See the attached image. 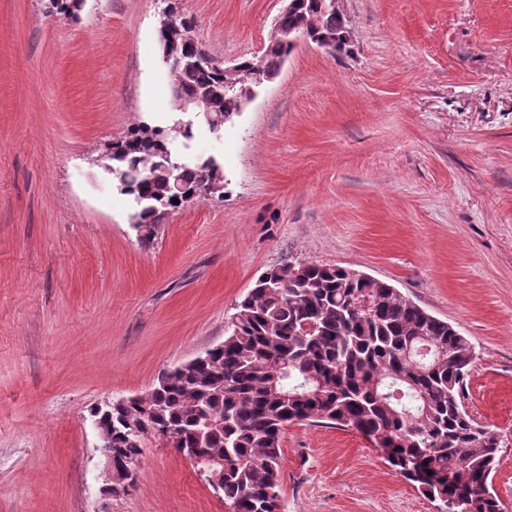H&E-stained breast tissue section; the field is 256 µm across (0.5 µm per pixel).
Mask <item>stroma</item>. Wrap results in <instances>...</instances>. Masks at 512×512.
Returning <instances> with one entry per match:
<instances>
[{"instance_id":"stroma-1","label":"stroma","mask_w":512,"mask_h":512,"mask_svg":"<svg viewBox=\"0 0 512 512\" xmlns=\"http://www.w3.org/2000/svg\"><path fill=\"white\" fill-rule=\"evenodd\" d=\"M225 64L258 54L282 0H175ZM0 0V512H230L146 436L124 496L99 491L89 409L147 393L224 340L286 262L392 284L473 345L464 405L504 442L512 512V0H342L331 53L298 38L278 76L192 152L222 198L169 212L150 246L95 160L134 124L171 123L164 0ZM285 512H437L355 431L291 425Z\"/></svg>"}]
</instances>
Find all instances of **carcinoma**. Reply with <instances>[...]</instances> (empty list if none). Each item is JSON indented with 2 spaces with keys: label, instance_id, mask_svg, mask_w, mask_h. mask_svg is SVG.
I'll use <instances>...</instances> for the list:
<instances>
[{
  "label": "carcinoma",
  "instance_id": "cac0c4a2",
  "mask_svg": "<svg viewBox=\"0 0 512 512\" xmlns=\"http://www.w3.org/2000/svg\"><path fill=\"white\" fill-rule=\"evenodd\" d=\"M80 5L49 0L48 12L71 15ZM171 21L183 31L173 49L180 63L171 69L172 86L226 123L243 107L245 82L276 76L293 47L286 36L271 39L231 74L220 62L194 64L205 49L190 35L192 20L175 11ZM284 27L323 39L331 51L350 40L332 0H302ZM194 126L182 112L176 137L135 124L111 143L112 179L129 197L145 246L176 207L170 175L197 199L224 183L213 159L186 156ZM363 299L370 307L359 305ZM474 359L472 344L452 324L389 283L338 264L287 262L257 278L207 361L165 372L138 403L99 414L100 429L119 472L140 454L127 445L126 419L149 410L144 428L173 432L171 447L199 448L223 462L219 493L236 512H284L281 434L291 424L328 421L387 449V462L446 512H501L488 479L502 440L463 403Z\"/></svg>",
  "mask_w": 512,
  "mask_h": 512
}]
</instances>
